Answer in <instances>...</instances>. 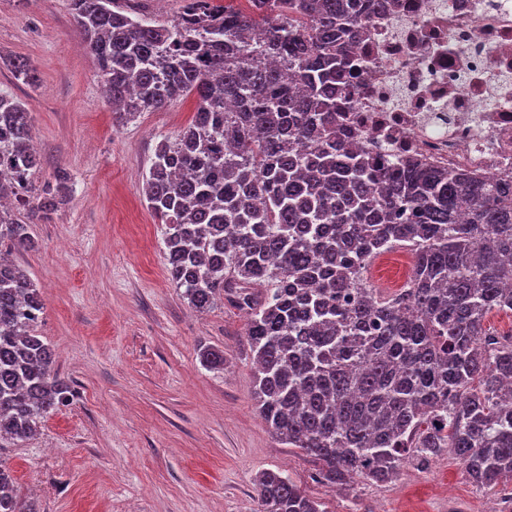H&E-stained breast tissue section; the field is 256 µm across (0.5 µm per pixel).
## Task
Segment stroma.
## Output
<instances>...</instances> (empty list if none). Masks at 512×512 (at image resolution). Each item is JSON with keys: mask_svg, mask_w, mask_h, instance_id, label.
<instances>
[{"mask_svg": "<svg viewBox=\"0 0 512 512\" xmlns=\"http://www.w3.org/2000/svg\"><path fill=\"white\" fill-rule=\"evenodd\" d=\"M0 57L26 60L29 86L0 67V93L32 112L35 190L58 172L71 197L15 250L45 303L37 330L74 399L37 436L0 450L38 512H255V479L281 471L326 512H512V481L482 488L453 453L390 482L325 483L269 431L253 396L245 310L189 306L165 268L164 227L143 184L154 149L188 126V95L118 120L68 0H0ZM219 348L223 368L202 351Z\"/></svg>", "mask_w": 512, "mask_h": 512, "instance_id": "35a3bbf8", "label": "stroma"}]
</instances>
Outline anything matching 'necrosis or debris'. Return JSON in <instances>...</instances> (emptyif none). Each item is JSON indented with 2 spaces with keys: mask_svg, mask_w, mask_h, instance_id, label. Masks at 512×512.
<instances>
[{
  "mask_svg": "<svg viewBox=\"0 0 512 512\" xmlns=\"http://www.w3.org/2000/svg\"><path fill=\"white\" fill-rule=\"evenodd\" d=\"M362 27L345 140L512 185V0H387Z\"/></svg>",
  "mask_w": 512,
  "mask_h": 512,
  "instance_id": "1",
  "label": "necrosis or debris"
}]
</instances>
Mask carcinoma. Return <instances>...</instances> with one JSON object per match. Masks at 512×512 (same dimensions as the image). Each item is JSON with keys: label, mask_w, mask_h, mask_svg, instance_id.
I'll use <instances>...</instances> for the list:
<instances>
[{"label": "carcinoma", "mask_w": 512, "mask_h": 512, "mask_svg": "<svg viewBox=\"0 0 512 512\" xmlns=\"http://www.w3.org/2000/svg\"><path fill=\"white\" fill-rule=\"evenodd\" d=\"M112 112L123 119L195 94L192 123L161 141L146 176L165 225L168 276L198 312L248 313L254 398L271 433L323 480L387 482L411 457L450 449L474 483L512 480V187L493 177L398 167L344 145L337 112L362 14L375 0H182L157 25L118 0H69ZM30 109L0 94V199L48 218L37 197ZM32 249L0 208V246ZM405 248L412 274L388 298L365 279ZM44 301L0 268V445L32 438L71 387L37 333ZM256 512H326L280 472L255 480ZM0 512H37L0 460Z\"/></svg>", "instance_id": "carcinoma-1"}]
</instances>
